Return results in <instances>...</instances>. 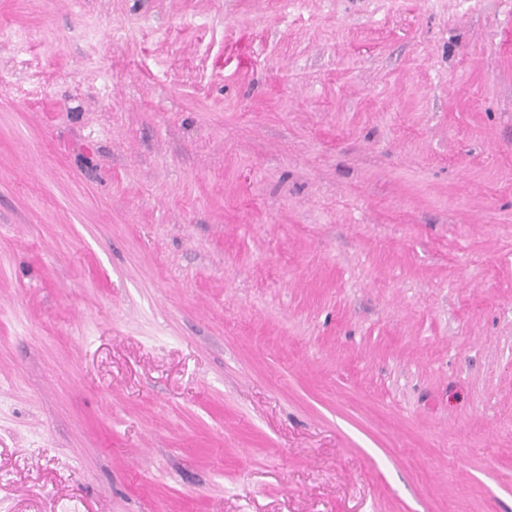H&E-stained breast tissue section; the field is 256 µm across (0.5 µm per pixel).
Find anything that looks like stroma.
<instances>
[{"label":"stroma","mask_w":512,"mask_h":512,"mask_svg":"<svg viewBox=\"0 0 512 512\" xmlns=\"http://www.w3.org/2000/svg\"><path fill=\"white\" fill-rule=\"evenodd\" d=\"M0 512H512V0H0Z\"/></svg>","instance_id":"35a3bbf8"}]
</instances>
